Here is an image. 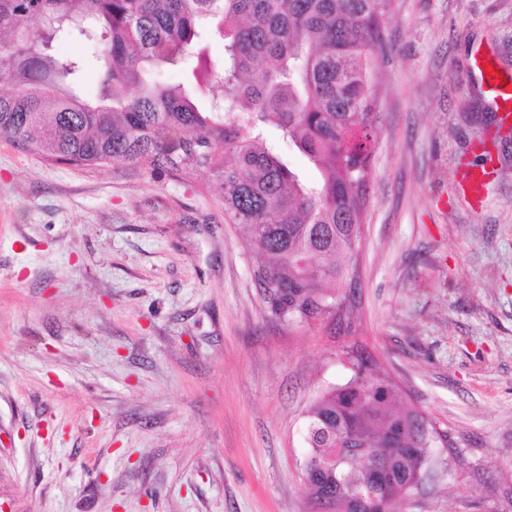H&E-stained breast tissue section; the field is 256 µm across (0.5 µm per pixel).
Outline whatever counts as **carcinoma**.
Segmentation results:
<instances>
[{"instance_id": "cac0c4a2", "label": "carcinoma", "mask_w": 512, "mask_h": 512, "mask_svg": "<svg viewBox=\"0 0 512 512\" xmlns=\"http://www.w3.org/2000/svg\"><path fill=\"white\" fill-rule=\"evenodd\" d=\"M392 0H0V135L53 161L201 181L224 223L259 255L254 281L285 322L360 328L347 300L369 203L377 127L372 79L386 52ZM224 36L217 66L200 47ZM102 61L100 88L78 92L84 63ZM181 66L195 86L152 70ZM275 128L279 140L268 135ZM288 143L314 171L290 164ZM352 375L307 411L310 512H401L411 483L449 463L431 456V420L403 401L381 362L347 351ZM342 440L363 459L339 466Z\"/></svg>"}]
</instances>
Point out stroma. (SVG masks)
Masks as SVG:
<instances>
[{"label": "stroma", "mask_w": 512, "mask_h": 512, "mask_svg": "<svg viewBox=\"0 0 512 512\" xmlns=\"http://www.w3.org/2000/svg\"><path fill=\"white\" fill-rule=\"evenodd\" d=\"M358 344L446 436L403 512H512V0H393ZM494 137L481 202L458 187ZM198 184L0 136V512H308L306 413L349 340L284 324ZM475 67L482 72L485 76L489 91L493 97L500 103L502 113L501 121L505 123L512 122V81L504 80L503 78H496V76L489 75L483 71L482 66L489 65L493 71L497 72L495 66L487 59L477 56L474 60ZM504 83V86H501Z\"/></svg>", "instance_id": "stroma-1"}]
</instances>
